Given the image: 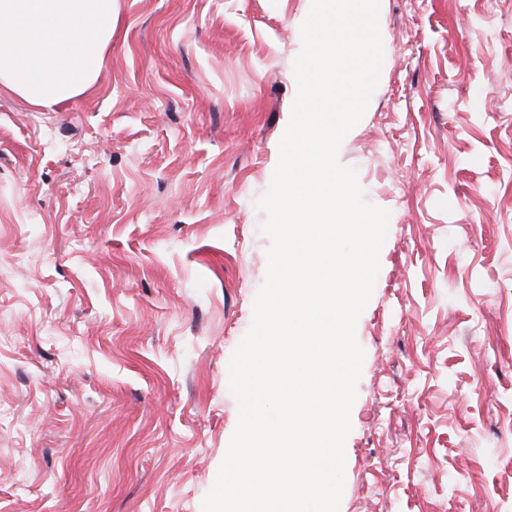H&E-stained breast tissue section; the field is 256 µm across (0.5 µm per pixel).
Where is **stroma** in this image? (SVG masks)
<instances>
[{
	"label": "stroma",
	"mask_w": 512,
	"mask_h": 512,
	"mask_svg": "<svg viewBox=\"0 0 512 512\" xmlns=\"http://www.w3.org/2000/svg\"><path fill=\"white\" fill-rule=\"evenodd\" d=\"M311 0H118L96 84L0 91V512H202ZM339 161L389 211L340 512H512V0H381Z\"/></svg>",
	"instance_id": "35a3bbf8"
}]
</instances>
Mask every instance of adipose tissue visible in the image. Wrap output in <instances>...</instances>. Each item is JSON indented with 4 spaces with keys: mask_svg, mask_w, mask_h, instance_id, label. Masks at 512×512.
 Instances as JSON below:
<instances>
[{
    "mask_svg": "<svg viewBox=\"0 0 512 512\" xmlns=\"http://www.w3.org/2000/svg\"><path fill=\"white\" fill-rule=\"evenodd\" d=\"M116 0H0V88L45 112L99 78Z\"/></svg>",
    "mask_w": 512,
    "mask_h": 512,
    "instance_id": "adipose-tissue-1",
    "label": "adipose tissue"
}]
</instances>
